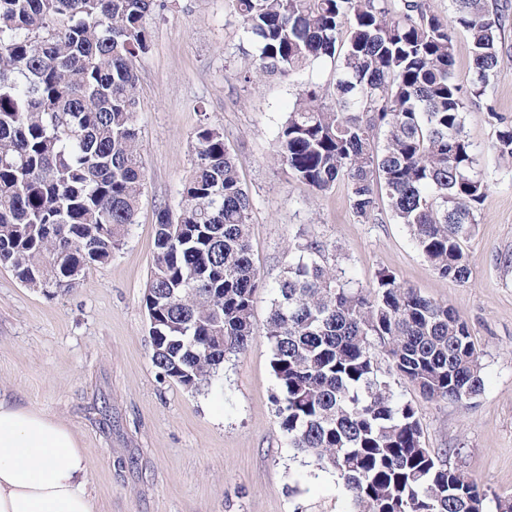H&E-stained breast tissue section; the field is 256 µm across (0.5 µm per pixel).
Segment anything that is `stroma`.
Listing matches in <instances>:
<instances>
[{"instance_id": "obj_1", "label": "stroma", "mask_w": 512, "mask_h": 512, "mask_svg": "<svg viewBox=\"0 0 512 512\" xmlns=\"http://www.w3.org/2000/svg\"><path fill=\"white\" fill-rule=\"evenodd\" d=\"M149 30L150 50L138 62L146 181L137 222L107 265L85 267L78 286L59 295L0 266V390L76 433L99 512H351L336 475L289 448L271 402L276 379L263 336L200 391L161 377L152 363L143 296L156 216L177 210L192 136L212 121L255 204L252 259L268 283L254 299L257 324L301 229L325 241L355 281L390 271L467 321L484 364V388L471 404L428 401L401 380L393 388L417 409L425 447L446 452L450 466L485 490L483 512H497L499 500L512 499V164L489 149L495 120L481 106L465 118L490 188L464 244L469 278L457 283L435 273L388 211L362 221L346 186L317 194L271 164L302 81L332 84L331 60L301 78L240 82L235 71L250 42L224 0H168Z\"/></svg>"}]
</instances>
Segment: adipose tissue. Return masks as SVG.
I'll use <instances>...</instances> for the list:
<instances>
[{
	"mask_svg": "<svg viewBox=\"0 0 512 512\" xmlns=\"http://www.w3.org/2000/svg\"><path fill=\"white\" fill-rule=\"evenodd\" d=\"M73 430L0 393V512H98Z\"/></svg>",
	"mask_w": 512,
	"mask_h": 512,
	"instance_id": "obj_1",
	"label": "adipose tissue"
}]
</instances>
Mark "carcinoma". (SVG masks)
Here are the masks:
<instances>
[{
	"label": "carcinoma",
	"instance_id": "carcinoma-1",
	"mask_svg": "<svg viewBox=\"0 0 512 512\" xmlns=\"http://www.w3.org/2000/svg\"><path fill=\"white\" fill-rule=\"evenodd\" d=\"M225 0L254 43L236 77H294L336 59L333 89L305 84L272 160L317 193L343 183L353 213L386 207L442 278L468 279L462 248L488 184L464 134L487 100L512 5L452 0ZM165 0H0V266L20 282L65 291L106 264L137 223L145 167L137 60ZM468 35L474 77L456 83ZM512 160V124L491 144ZM181 206L156 216L144 294L151 359L161 376L207 385L256 336L253 301L268 287L251 258L253 199L223 130L201 125ZM262 328L272 400L288 447L336 474L352 512H482L485 493L422 443L415 408L392 376L433 402L466 405L483 364L458 311L380 270L369 287L298 234L271 286ZM390 371L380 370L377 353Z\"/></svg>",
	"mask_w": 512,
	"mask_h": 512
}]
</instances>
